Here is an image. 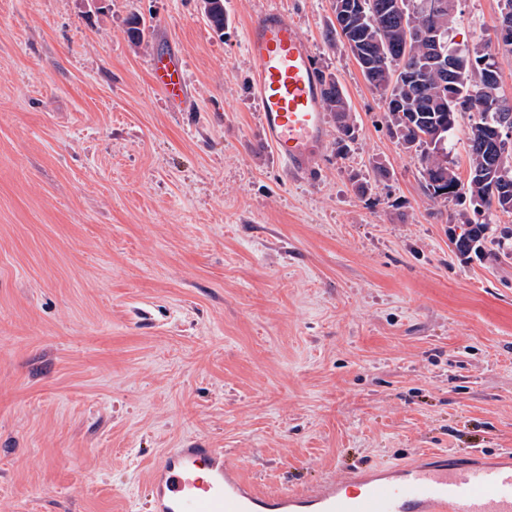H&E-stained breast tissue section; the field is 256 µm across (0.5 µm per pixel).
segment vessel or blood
<instances>
[{
  "label": "vessel or blood",
  "mask_w": 512,
  "mask_h": 512,
  "mask_svg": "<svg viewBox=\"0 0 512 512\" xmlns=\"http://www.w3.org/2000/svg\"><path fill=\"white\" fill-rule=\"evenodd\" d=\"M245 46L263 135L290 179L311 175L326 141L323 86L309 40L278 0L250 20ZM151 81L173 109L187 104L180 55L159 52ZM153 512H512V462L466 466L453 458L403 463L308 491L260 492L220 448H170L154 466Z\"/></svg>",
  "instance_id": "1"
}]
</instances>
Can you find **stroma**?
<instances>
[{"label": "stroma", "mask_w": 512, "mask_h": 512, "mask_svg": "<svg viewBox=\"0 0 512 512\" xmlns=\"http://www.w3.org/2000/svg\"><path fill=\"white\" fill-rule=\"evenodd\" d=\"M357 126L287 179L253 99L267 0H0V512H150L169 448H220L258 489L430 453L512 451V218L461 261L470 200L434 204L378 92L324 37L333 0H279ZM500 0H455L512 98ZM145 20L141 43L127 36ZM190 105L152 88L162 45ZM382 164L387 175L375 178ZM204 14L216 33L223 34L228 26V19L224 14V0H202Z\"/></svg>", "instance_id": "1"}]
</instances>
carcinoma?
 <instances>
[{"mask_svg": "<svg viewBox=\"0 0 512 512\" xmlns=\"http://www.w3.org/2000/svg\"><path fill=\"white\" fill-rule=\"evenodd\" d=\"M435 0H334L336 24L326 30L331 44L348 48L365 80L380 93L388 127L419 165L424 193L437 204L470 198L474 213L495 210L512 216V159L500 165L487 146L490 133H512V100L499 95L498 82L480 80L485 63L495 66L485 49L458 48L448 41V14L440 17V35L422 28L426 10ZM204 14L219 36L228 19L224 0H202ZM457 60L450 78L442 72L440 52ZM326 109L336 117V145L342 151L355 140V124L344 89L332 73L321 72ZM477 112L481 119L467 144L469 177L463 182L448 160V138L459 115ZM511 189L502 192L504 186ZM467 229L452 240L455 253L480 254L488 222L466 217Z\"/></svg>", "mask_w": 512, "mask_h": 512, "instance_id": "carcinoma-1", "label": "carcinoma"}]
</instances>
